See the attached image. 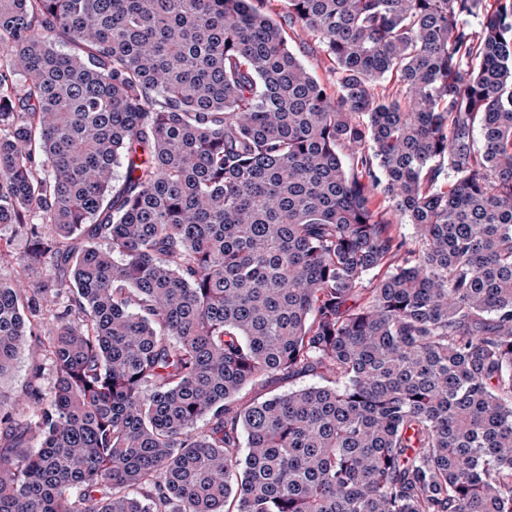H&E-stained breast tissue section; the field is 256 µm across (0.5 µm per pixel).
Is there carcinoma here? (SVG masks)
I'll return each mask as SVG.
<instances>
[{"instance_id": "cac0c4a2", "label": "carcinoma", "mask_w": 512, "mask_h": 512, "mask_svg": "<svg viewBox=\"0 0 512 512\" xmlns=\"http://www.w3.org/2000/svg\"><path fill=\"white\" fill-rule=\"evenodd\" d=\"M263 2L0 0V512H512V0ZM264 10L280 25L288 45L314 78L329 83L333 78V61L321 42L312 34L288 24V17L279 0H267ZM1 238L11 240V258L8 263L0 267V273L10 274L17 279L23 288H59L48 276L46 272L40 269H31L22 266L21 257L27 251L28 239L17 233L14 226L10 224H0ZM39 363L42 366L40 384L45 398H48L53 388L52 370L49 361L45 359L42 352L37 350L34 353L29 350L22 352L11 376L3 380L0 384L2 395L10 397L15 401L14 408L19 415H26L30 412L27 403H24L22 400L16 401V399L21 390L30 381L32 367ZM321 380L318 377L307 376L303 378L296 379L292 382H283L274 384L271 387H254L251 385L246 386L240 393V397H243L244 400L250 398H259L262 400L264 398L269 397L273 394H280L288 392L291 389H299L311 385H315L320 383Z\"/></svg>"}]
</instances>
